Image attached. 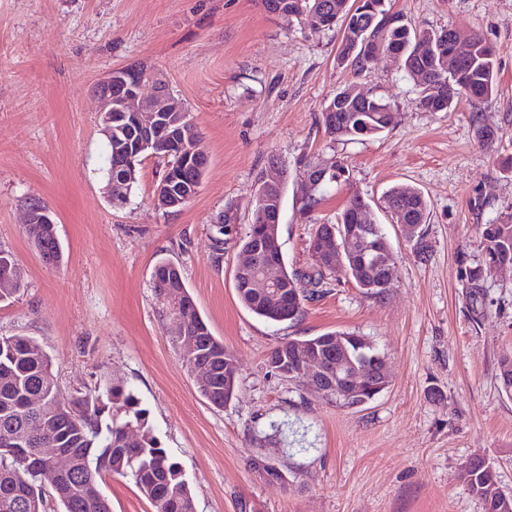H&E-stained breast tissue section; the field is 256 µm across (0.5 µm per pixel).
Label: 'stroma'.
Returning <instances> with one entry per match:
<instances>
[{
	"instance_id": "1",
	"label": "stroma",
	"mask_w": 512,
	"mask_h": 512,
	"mask_svg": "<svg viewBox=\"0 0 512 512\" xmlns=\"http://www.w3.org/2000/svg\"><path fill=\"white\" fill-rule=\"evenodd\" d=\"M390 7L412 25L489 42L492 99L425 111L392 57L360 73L339 67L338 30L284 22L261 0H0V250L27 283L0 301V336L36 338L63 393L115 381L132 388L154 435L181 462L196 512H484L462 478L478 454L512 494V395L500 378L501 359L512 354V268L489 278L477 318L462 277L483 260L478 225L512 212V176L497 161L512 154V0ZM130 66L166 77L202 137L207 170L180 210L153 202L164 170L154 156L142 161L127 203L110 202L95 88ZM347 88L394 103L395 127L364 141L330 140L321 107ZM477 114L497 129L495 148L476 140ZM318 150L351 173L326 191L318 223H335L352 195L375 201L408 184L429 202L431 256L419 261L395 219L376 212L395 253L386 293L367 295L342 278L298 320L269 323L239 302V250L230 242L216 254L213 226L233 203L237 230L247 231L258 173ZM303 193L300 176L290 175L279 231L292 271L311 264L312 225L297 212ZM477 193L480 211L470 206ZM35 199L52 212L59 265H46L25 231ZM162 259L181 269L236 362L224 407L200 395L171 343L151 280ZM331 331L366 337L386 358L388 385L365 405L339 407L267 362L283 342ZM283 421L305 432V451L274 435L271 423ZM256 459L275 465L281 480L263 478ZM101 488L112 512H154L129 479L109 476Z\"/></svg>"
}]
</instances>
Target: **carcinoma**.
Instances as JSON below:
<instances>
[{
	"mask_svg": "<svg viewBox=\"0 0 512 512\" xmlns=\"http://www.w3.org/2000/svg\"><path fill=\"white\" fill-rule=\"evenodd\" d=\"M265 10L285 22L304 16L316 17L313 30L320 32L340 26L342 36L336 50L339 65L354 72L366 70L375 54L389 53L399 57L401 67L413 81L416 104L429 112H446L459 100L485 101L496 92L497 72L495 52L482 38L473 36L458 43L457 35L448 28H417L386 8V0H262ZM457 53L459 61L454 71H448V54ZM177 124L183 138L202 146L196 127L180 122L181 113L168 114ZM397 107L373 94L359 96L345 89L324 102L319 121L325 134L332 139L362 140L376 137L395 126ZM478 142L491 146L498 139L497 131L479 116L473 118ZM108 156L114 158L108 166L112 182L129 186L137 181L142 160L155 155L165 166L177 167L184 182L201 184L205 168L199 167L196 153L167 155L155 143L142 140L138 129L124 113H112V133L105 134ZM125 153L133 156L130 163L115 161ZM321 167L331 168L314 192L301 198L298 213L313 218L323 193L332 185L349 180L350 171L334 157L320 153H304L296 158L295 172L299 175L317 174ZM400 209L410 223L419 225L413 245L415 255L424 260L428 255L424 226L428 219V202L424 194L410 185H396L385 191L375 207L387 211ZM371 204L359 195L350 197L347 205L332 225L337 240L352 254L354 269L344 272L356 287L369 295L379 296L389 287V278L382 277L386 262H394V253L382 225L375 224L371 236L372 251L361 257L362 233L360 224L365 214L372 212ZM237 208L230 205L215 225L217 237L214 248L224 250V238L230 236ZM27 233L47 264L57 265L63 254L54 224H28ZM266 234V225L253 221L237 247L247 250L257 235ZM484 259L476 267L464 270L466 301L470 311L478 316L483 308L486 283L494 271L512 267V214L499 215L479 225ZM169 262H158L152 272L156 297L161 299L171 290L188 292L184 277L173 278L167 273ZM339 272L336 265L324 258L312 257L311 266L300 272L283 270L288 282V296L277 301L255 297L250 290L237 291L241 304L254 315L273 323L293 321L304 312L305 302L313 299L329 285V276ZM24 287V273L11 254L0 250V301L15 295ZM162 309L168 319L167 333L172 344L179 346V336L198 339L195 357L181 355L188 372L204 366L211 380L198 387L201 395L213 406L222 408L230 402L236 384L224 382V353L228 349L217 339L197 306L190 307L185 324L176 321L167 302ZM344 336L352 361L361 365L364 358L377 352L364 336L333 331ZM321 336L294 339L281 343L298 360L309 356V343ZM138 435L131 447L125 440L126 429ZM37 431L32 442L23 445V452L35 456L38 449L60 448L72 454L75 465L72 473L56 479L49 494L59 501L62 512H112L109 500L101 491L107 476L130 478L155 512H189L193 496L183 474L182 464L154 436L148 423L147 411L140 407L134 391L120 383L100 393L77 388L62 396L52 360L38 341L29 336L0 337V441ZM16 461L0 456V512H46V495L29 499L30 492L16 475ZM464 479L469 490L479 497L485 512H512V499L503 502L489 499L497 484L496 473H490L477 461L464 466Z\"/></svg>",
	"mask_w": 512,
	"mask_h": 512,
	"instance_id": "carcinoma-1",
	"label": "carcinoma"
}]
</instances>
